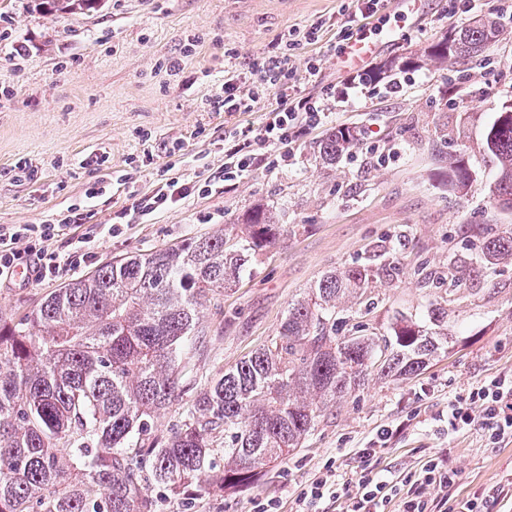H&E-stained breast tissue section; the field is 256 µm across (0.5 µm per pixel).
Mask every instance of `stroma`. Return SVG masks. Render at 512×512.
Wrapping results in <instances>:
<instances>
[{
	"instance_id": "1",
	"label": "stroma",
	"mask_w": 512,
	"mask_h": 512,
	"mask_svg": "<svg viewBox=\"0 0 512 512\" xmlns=\"http://www.w3.org/2000/svg\"><path fill=\"white\" fill-rule=\"evenodd\" d=\"M504 0H382L378 14L350 18L343 0H103L78 15L44 13L33 0H0V233L19 224H56L60 232L26 257L66 258L74 242L87 257L49 280L0 282V319H19L74 278L134 253H149L240 223L254 205L272 207L281 224L236 288L204 306L206 331L183 363L185 392L162 410L156 432L184 420L193 391L276 335L288 304L333 268L371 262L360 312L340 335L386 333L395 314L427 322L430 305L448 311V352L403 381L373 378L321 414L287 460L270 463L255 482L222 493L154 490L160 512H255L295 498L326 464L353 480L357 451L387 428L370 461L393 478L438 454L461 471L458 497L479 498L485 512H512L498 488L512 477V444L489 445L474 429L449 433L450 401L512 369V260L489 267L484 243L512 229V211L494 195L486 133L512 109V16ZM495 17L498 41L482 56L442 66L425 47L473 18ZM321 25L310 43L303 32ZM373 44L367 69L413 58L397 91L386 83L346 90L357 66L335 48L346 36ZM282 57L304 95L327 116L294 144L287 164L259 157L241 178L223 181L224 135L259 133L278 88L259 79L263 61ZM321 70L308 77L309 63ZM257 92L249 112H214L209 101L226 75ZM354 130L359 145L333 165L317 145L327 130ZM464 157L470 182L452 187L450 161ZM213 182L152 214L135 198L167 179ZM79 222H67L71 207ZM460 274L449 290L447 275Z\"/></svg>"
}]
</instances>
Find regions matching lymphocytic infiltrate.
Returning a JSON list of instances; mask_svg holds the SVG:
<instances>
[{"label": "lymphocytic infiltrate", "mask_w": 512, "mask_h": 512, "mask_svg": "<svg viewBox=\"0 0 512 512\" xmlns=\"http://www.w3.org/2000/svg\"><path fill=\"white\" fill-rule=\"evenodd\" d=\"M264 73L267 86L287 91L288 104L272 111L263 133L253 137L229 135V146L224 151L225 180L242 177L250 171L254 160L264 154L273 156L275 163H287L289 143L296 140L305 127L319 125L325 118L323 106L298 92L295 80L279 58H269ZM55 231L52 224H27L13 232L10 245L0 246V280L10 279L23 260L17 242L24 240L32 245L53 237ZM469 398L478 406L479 415H472L459 403H449V430L458 433L478 423L489 444L512 442V372L495 376L473 388ZM413 479L415 484L431 488L443 501L453 496L461 481L459 472L437 455L424 461ZM328 498L340 501L343 512H387L388 505L396 498L402 501L401 512H432L427 500L405 491L398 481L367 465L352 482L341 480L334 474L317 477L296 498L295 512H317L319 504Z\"/></svg>", "instance_id": "obj_1"}]
</instances>
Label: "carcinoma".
<instances>
[{
    "label": "carcinoma",
    "mask_w": 512,
    "mask_h": 512,
    "mask_svg": "<svg viewBox=\"0 0 512 512\" xmlns=\"http://www.w3.org/2000/svg\"><path fill=\"white\" fill-rule=\"evenodd\" d=\"M98 0H39L49 13H81ZM498 36L487 17L451 29L424 50L434 63L478 56ZM357 144L349 128L320 140L333 165ZM498 203L512 209V112L487 134ZM451 185L470 179L463 160ZM243 235L223 232L106 264L46 296L17 321H0V512H157L140 453L162 488L211 493L249 482L284 459L320 413L368 376L408 379L448 351V317L399 315L392 334L338 336L346 298L364 266L324 272L288 304L276 336L197 392L186 419L165 437L154 418L180 394L181 363L204 335L200 309L236 286L275 244L273 211L256 205ZM486 262L512 257V232L488 239ZM224 430V446L212 434Z\"/></svg>",
    "instance_id": "carcinoma-1"
}]
</instances>
